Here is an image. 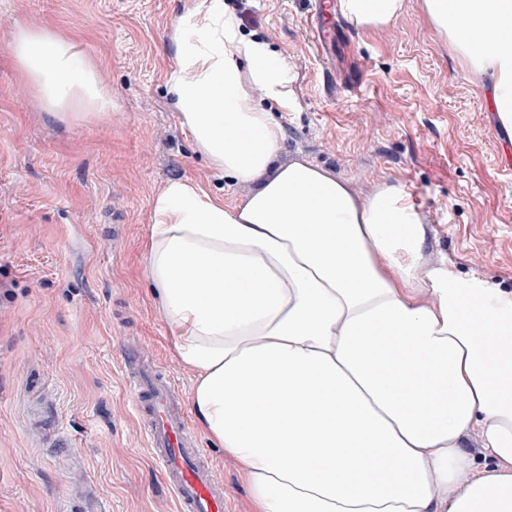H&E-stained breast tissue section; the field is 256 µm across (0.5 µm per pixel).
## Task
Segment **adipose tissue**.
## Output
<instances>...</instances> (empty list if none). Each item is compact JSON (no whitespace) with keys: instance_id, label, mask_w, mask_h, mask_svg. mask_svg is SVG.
Wrapping results in <instances>:
<instances>
[{"instance_id":"obj_1","label":"adipose tissue","mask_w":512,"mask_h":512,"mask_svg":"<svg viewBox=\"0 0 512 512\" xmlns=\"http://www.w3.org/2000/svg\"><path fill=\"white\" fill-rule=\"evenodd\" d=\"M359 29L402 0H340ZM512 129V0H423ZM494 38L474 47L471 24ZM167 86L211 167L252 185L239 204L191 179L151 200L146 276L202 431L235 456L255 512H512V291L423 260V218L398 184L366 198L320 166H275L288 70L223 0L172 30ZM12 53L60 118L112 109L70 34L16 31ZM380 333L375 349L360 337ZM481 441V457L463 446Z\"/></svg>"}]
</instances>
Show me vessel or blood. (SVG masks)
Masks as SVG:
<instances>
[{
	"mask_svg": "<svg viewBox=\"0 0 512 512\" xmlns=\"http://www.w3.org/2000/svg\"><path fill=\"white\" fill-rule=\"evenodd\" d=\"M339 18L336 0H318L310 27L314 43ZM124 363L132 407L178 512H225L224 485L189 425L178 385L138 349L125 348Z\"/></svg>",
	"mask_w": 512,
	"mask_h": 512,
	"instance_id": "b4317fda",
	"label": "vessel or blood"
}]
</instances>
